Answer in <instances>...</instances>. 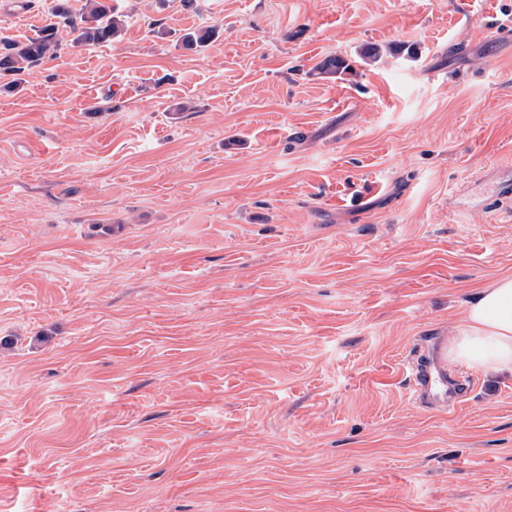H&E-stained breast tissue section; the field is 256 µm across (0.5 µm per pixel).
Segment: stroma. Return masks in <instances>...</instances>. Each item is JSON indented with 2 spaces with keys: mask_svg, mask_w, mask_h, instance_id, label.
Instances as JSON below:
<instances>
[{
  "mask_svg": "<svg viewBox=\"0 0 512 512\" xmlns=\"http://www.w3.org/2000/svg\"><path fill=\"white\" fill-rule=\"evenodd\" d=\"M112 3L0 71V512H512V374L401 371L512 275V0ZM108 0H90V17L94 22L92 26L79 27V22L69 13L67 8L62 3H57L55 12L60 16L64 22L63 26L69 28L73 34H77L73 38V42L84 43L91 42L96 44L111 42L116 39L121 31L122 23L118 15L112 13V6L107 5L105 2Z\"/></svg>",
  "mask_w": 512,
  "mask_h": 512,
  "instance_id": "obj_1",
  "label": "stroma"
}]
</instances>
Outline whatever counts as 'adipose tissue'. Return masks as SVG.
<instances>
[{"instance_id": "obj_1", "label": "adipose tissue", "mask_w": 512, "mask_h": 512, "mask_svg": "<svg viewBox=\"0 0 512 512\" xmlns=\"http://www.w3.org/2000/svg\"><path fill=\"white\" fill-rule=\"evenodd\" d=\"M448 358L479 372L512 373V276L472 297L448 339Z\"/></svg>"}]
</instances>
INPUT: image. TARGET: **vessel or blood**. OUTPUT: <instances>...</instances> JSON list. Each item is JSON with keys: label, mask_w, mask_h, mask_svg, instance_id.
I'll list each match as a JSON object with an SVG mask.
<instances>
[{"label": "vessel or blood", "mask_w": 512, "mask_h": 512, "mask_svg": "<svg viewBox=\"0 0 512 512\" xmlns=\"http://www.w3.org/2000/svg\"><path fill=\"white\" fill-rule=\"evenodd\" d=\"M403 366L411 397L425 409L447 413L471 392L463 375L448 371L447 338H436L433 346L424 349H411Z\"/></svg>", "instance_id": "b4317fda"}]
</instances>
